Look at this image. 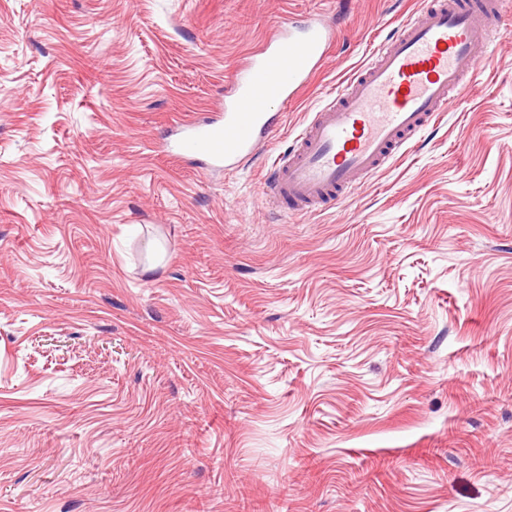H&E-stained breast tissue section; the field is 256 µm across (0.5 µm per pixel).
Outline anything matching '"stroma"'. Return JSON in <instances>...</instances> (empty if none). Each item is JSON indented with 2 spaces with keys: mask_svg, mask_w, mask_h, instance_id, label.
<instances>
[{
  "mask_svg": "<svg viewBox=\"0 0 512 512\" xmlns=\"http://www.w3.org/2000/svg\"><path fill=\"white\" fill-rule=\"evenodd\" d=\"M425 0H0V512H512V0L333 209L263 175ZM340 35L208 178L164 145L289 18Z\"/></svg>",
  "mask_w": 512,
  "mask_h": 512,
  "instance_id": "obj_1",
  "label": "stroma"
}]
</instances>
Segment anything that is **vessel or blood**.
I'll use <instances>...</instances> for the list:
<instances>
[{"mask_svg":"<svg viewBox=\"0 0 512 512\" xmlns=\"http://www.w3.org/2000/svg\"><path fill=\"white\" fill-rule=\"evenodd\" d=\"M503 4L429 0L400 22L270 164L263 178L269 202L295 213L333 208L355 180L372 176L438 123L478 79ZM335 41L334 24L288 19L237 72L219 112L181 124L170 150L200 157L208 174L251 161Z\"/></svg>","mask_w":512,"mask_h":512,"instance_id":"vessel-or-blood-1","label":"vessel or blood"}]
</instances>
